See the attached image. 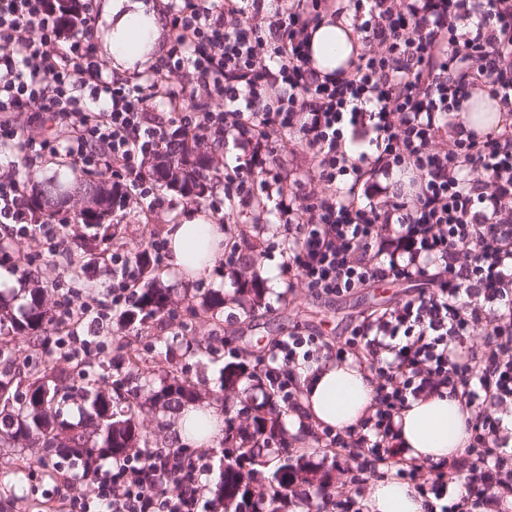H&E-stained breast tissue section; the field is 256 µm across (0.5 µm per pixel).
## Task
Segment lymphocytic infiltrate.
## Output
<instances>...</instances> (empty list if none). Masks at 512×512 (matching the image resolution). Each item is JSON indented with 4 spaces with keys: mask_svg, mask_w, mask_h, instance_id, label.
Segmentation results:
<instances>
[{
    "mask_svg": "<svg viewBox=\"0 0 512 512\" xmlns=\"http://www.w3.org/2000/svg\"><path fill=\"white\" fill-rule=\"evenodd\" d=\"M81 29L69 27L55 0H0V153L32 164L65 153L83 170L116 175L140 200L156 203L145 160L165 147L168 129L232 137L249 148L247 163L224 180L242 199L255 168L273 164L276 135L298 133L312 154L314 180L330 186L309 196L298 220L291 190H279L274 214L294 228L289 270L316 295L341 296L373 282L412 281L437 265L434 291L363 316L337 360L359 349L376 381L373 413L334 434L357 473L338 489L340 512L364 494L396 450L395 418L409 402L448 391L470 412L466 455L451 463H407L426 512H512V0H169L172 32L151 75L112 76L92 42L96 18L82 0ZM352 12L362 47L349 69L320 76L308 38L325 15ZM191 69L193 80L168 93L169 111L147 103L166 72ZM487 91L508 121L479 134L460 112L472 91ZM221 98L219 109L186 103ZM38 104L36 127L18 118ZM454 136L434 147L444 128ZM370 149L352 155L353 139ZM377 180L362 184V169ZM489 181L477 179V172ZM397 177L395 190L381 186ZM0 229L13 240L57 243L54 224H33L15 173L0 175ZM115 284L105 300L62 293L54 320L67 329L48 338L77 357L99 348L113 309L132 304L128 257L113 255ZM318 337L295 331L277 341L289 369L311 359ZM201 467L181 450L146 448L108 468L83 470V493L71 477L49 512H208Z\"/></svg>",
    "mask_w": 512,
    "mask_h": 512,
    "instance_id": "f902f5d3",
    "label": "lymphocytic infiltrate"
}]
</instances>
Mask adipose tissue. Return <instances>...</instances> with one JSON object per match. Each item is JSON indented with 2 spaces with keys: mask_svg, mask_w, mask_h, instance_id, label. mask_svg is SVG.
Here are the masks:
<instances>
[{
  "mask_svg": "<svg viewBox=\"0 0 512 512\" xmlns=\"http://www.w3.org/2000/svg\"><path fill=\"white\" fill-rule=\"evenodd\" d=\"M101 9L112 23L104 40L113 75L136 66L151 68L160 61L167 35L161 11L148 9L143 0H102ZM359 47L347 18L323 19L310 39L311 65L323 75L336 72ZM164 235L174 267L191 281L205 274L224 251L223 225L212 223L200 211H186L177 223L166 225ZM291 379L300 393L298 404L285 417L292 433L314 428L351 430L372 412L376 383L355 360L339 362L327 354L302 361ZM468 415L465 406L448 395L418 398L397 417L394 446L404 460L418 463L463 456ZM171 430L177 442L198 447L217 446L224 436L217 406L206 403L186 406ZM365 507L367 512H424L413 487L394 477L371 486Z\"/></svg>",
  "mask_w": 512,
  "mask_h": 512,
  "instance_id": "obj_1",
  "label": "adipose tissue"
}]
</instances>
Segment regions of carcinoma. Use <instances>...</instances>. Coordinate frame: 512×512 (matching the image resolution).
I'll list each match as a JSON object with an SVG mask.
<instances>
[{"instance_id": "obj_1", "label": "carcinoma", "mask_w": 512, "mask_h": 512, "mask_svg": "<svg viewBox=\"0 0 512 512\" xmlns=\"http://www.w3.org/2000/svg\"><path fill=\"white\" fill-rule=\"evenodd\" d=\"M220 144L208 142L206 147L186 134H178L169 141L150 165L148 175L155 183L180 194L193 203H201L210 196L215 180L220 178L213 165V156ZM63 170L45 180L38 192L29 199L33 223H41L55 214L58 201L65 197L72 201L82 198L84 204L72 212L75 224L99 228L111 226L112 213L126 205V196L99 172H85L68 164ZM140 276L155 279L156 267L149 248L135 254ZM251 257L243 256L239 272V305L246 307L261 300L263 282L250 272ZM170 305V294L163 288L147 285L139 291L136 301L120 313V321L127 326L145 330L161 318ZM51 322L43 293L29 292L21 318L5 311L0 303V359L6 366L0 369V442L43 448L48 452L81 461L94 456L120 458L146 448L149 439L139 424L141 405L138 401V380L154 373L137 354L127 356L134 374L112 383V391L105 392L91 383L78 387L66 384L63 373L50 368L51 354L34 363L23 361L27 389L18 395L19 373L16 365L21 348L16 339L25 338L28 346L40 345ZM224 388L235 389L243 379L257 382L262 401L251 398L240 401L236 415L224 414L223 477L217 488V498L223 512H284L288 494L296 485H306L316 498L323 500L335 489L329 472L313 478L314 470L299 457L287 459L271 475L264 474L265 455L270 443L282 437L280 420V390L269 384L265 388L257 365L241 357L228 361L223 367ZM78 393L88 403L85 419L77 422L64 416L62 406L72 393ZM197 399L194 386L172 370L165 371L158 390L151 401L172 413L181 405Z\"/></svg>"}]
</instances>
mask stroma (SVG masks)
Returning a JSON list of instances; mask_svg holds the SVG:
<instances>
[{
	"label": "stroma",
	"instance_id": "1",
	"mask_svg": "<svg viewBox=\"0 0 512 512\" xmlns=\"http://www.w3.org/2000/svg\"><path fill=\"white\" fill-rule=\"evenodd\" d=\"M277 172L284 185L302 181L307 191L321 193L320 184L310 181L312 167L310 151L299 138L285 136L276 144ZM159 203L155 210H147L137 196H130L124 209L112 217L109 231L90 229L81 224L70 225L63 243L50 249L44 239L27 240L14 247L12 261L5 270L14 287L0 290V295L11 299L14 307L25 303V288L40 285L45 293L47 307H54L58 289H79L83 299L103 298L112 283L113 253L134 255L149 241L163 240L166 225L177 223L185 212L187 203L179 194L158 192ZM237 219L226 234L227 240L249 242L253 247L255 268L258 274L267 269L276 272V287L266 288L262 301L253 312H243L239 306L225 305L218 320L203 315L199 304L203 297L213 292L235 294L236 284L231 269L223 261H216L200 278L190 281L172 268L170 262L159 264L160 284L171 291L172 303L165 316L145 332L111 324L102 340L103 351L93 352L85 358H73L62 350L55 351L54 363L69 375L71 381H94L96 388L108 391L116 374L128 373V354L136 353L148 364L170 366L182 371L194 385L202 401L223 399L226 405L237 406L240 391L223 388L222 368L233 356L254 354L261 368L271 369L274 343L294 330L321 337L330 347H338L349 336L352 327L363 312L374 308L393 307L403 300L432 291L429 279L412 282L385 280L359 289L353 294L336 298L318 297L297 275L288 273L284 262L288 243V228L270 223L261 228L250 222V208L236 206ZM102 241L104 255L93 267L92 276L73 279L75 260L73 242L91 244ZM208 341V348L188 351L193 339ZM327 435L310 438L299 444L289 438L287 444L272 445L270 456L279 459L289 455L306 454L310 461L330 472L333 482H348L354 467L350 460H333L324 445ZM38 451L23 450L0 444V505L9 504L10 512H43L49 495L54 494L58 473L57 464L40 466L32 459ZM30 458L29 466H22L21 458Z\"/></svg>",
	"mask_w": 512,
	"mask_h": 512
}]
</instances>
